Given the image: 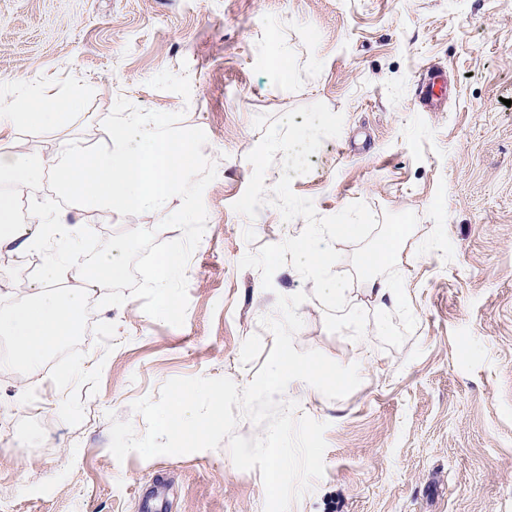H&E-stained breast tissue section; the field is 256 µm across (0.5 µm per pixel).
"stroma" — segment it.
I'll return each instance as SVG.
<instances>
[{
  "instance_id": "obj_1",
  "label": "stroma",
  "mask_w": 512,
  "mask_h": 512,
  "mask_svg": "<svg viewBox=\"0 0 512 512\" xmlns=\"http://www.w3.org/2000/svg\"><path fill=\"white\" fill-rule=\"evenodd\" d=\"M424 66L446 79L433 111L416 99ZM0 85L81 100L65 129L16 132L32 157L70 139L99 148L119 113L143 112L192 134L201 158L162 233L147 211L114 225L82 213L85 255L124 245L127 273L88 297L78 348L47 352L34 374L0 369V512H141L149 489L148 512H264L260 471L237 469L228 444L119 461L110 426L144 434L131 405L172 378L246 387L273 347L260 317L299 291L295 349L357 364L361 383L340 399L298 396L299 414L327 423V447L290 512H512V0H0ZM317 102L343 129L293 192L321 217L361 201L419 218L397 257L394 335L377 332L364 282L349 287L365 349L327 330L293 266L269 291L239 266L306 226L269 204L253 222L232 208L262 137L254 119L291 111L299 124L296 108ZM154 246L182 266L168 311L140 262ZM42 261L0 252V313L27 301L11 284Z\"/></svg>"
}]
</instances>
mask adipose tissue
Returning a JSON list of instances; mask_svg holds the SVG:
<instances>
[{
    "mask_svg": "<svg viewBox=\"0 0 512 512\" xmlns=\"http://www.w3.org/2000/svg\"><path fill=\"white\" fill-rule=\"evenodd\" d=\"M79 107L77 98L31 90L0 112V182L8 186L0 193V252L20 257L36 251L45 254L37 279L29 285V302L0 317V335L10 339L12 359L32 373L40 369L49 348L75 334L91 289L121 281L127 263L119 247L86 260L81 242L89 228L68 212L39 210L30 221L15 219L16 192L40 181L49 170L58 193L80 209L111 218L135 211L163 217L171 196L188 181L197 162L193 136L170 137L161 117L135 112L112 122L100 150L89 151L68 140L38 161L23 153L14 130H59Z\"/></svg>",
    "mask_w": 512,
    "mask_h": 512,
    "instance_id": "obj_1",
    "label": "adipose tissue"
}]
</instances>
